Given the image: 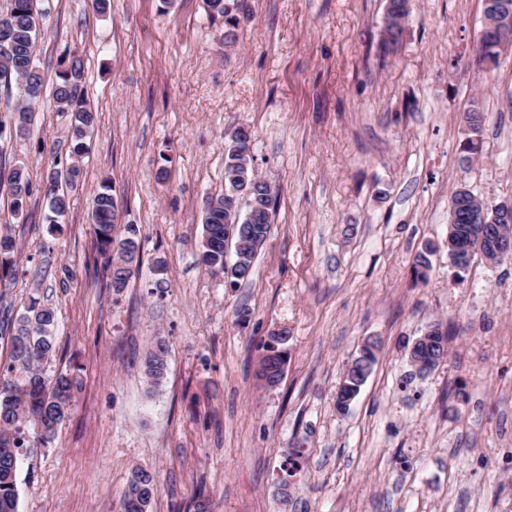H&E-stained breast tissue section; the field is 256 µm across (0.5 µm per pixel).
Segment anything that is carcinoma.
<instances>
[{
	"mask_svg": "<svg viewBox=\"0 0 512 512\" xmlns=\"http://www.w3.org/2000/svg\"><path fill=\"white\" fill-rule=\"evenodd\" d=\"M205 10L212 18L224 19V38L230 43L237 38L240 21L252 10L251 0H204ZM408 0H390L387 11L385 43L396 45L403 32L402 20L407 14ZM4 16L9 18L7 51L0 52V84H11L23 92L24 105L5 121L0 118V133L11 122L17 134L22 135L32 123V103L39 98L43 84L41 71L35 64V47L38 38L36 0H9ZM83 67L79 59L64 60L54 89V101L59 109L75 114L69 132L70 158L74 166L67 170L65 180L75 183L81 170L76 165L84 154L86 138L92 132L96 115L85 102L82 93ZM252 131L238 127L229 137L224 153V193L211 198L202 210L203 237L201 262L214 271L224 273L230 283L237 284L250 275L257 251L262 247L271 230V213L276 197L273 186L254 168L251 152ZM244 185L249 191L251 207L247 213L224 208V196ZM0 188L7 190L13 213L23 214L32 193L29 172L21 166H8L0 159ZM50 209L58 216L68 208V198L60 191L59 175L49 177L45 191ZM115 198L111 186L103 185L92 200L91 219L98 250L105 256L109 271L110 287L119 291L127 286L135 271L140 269L142 250L136 230L116 239L114 232ZM235 231L236 258L224 264V240L229 225ZM16 242L11 230L0 229V273L10 265ZM56 321L53 310L31 300L26 312L15 317L0 313V336L11 337L12 357L20 362L23 376L13 377L11 371L0 372V474L17 468L20 449L27 438L40 437L42 428L56 431L71 410L70 401L78 388L75 376L60 372L53 378L44 376L42 365L54 353ZM167 347L163 340H156L144 359V370L151 383L156 384L167 370ZM127 482H133L140 494L126 492L121 502V512H143V498L154 500L158 486L154 474L140 466L130 469ZM16 482L0 483V512H18Z\"/></svg>",
	"mask_w": 512,
	"mask_h": 512,
	"instance_id": "1",
	"label": "carcinoma"
}]
</instances>
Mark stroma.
I'll return each instance as SVG.
<instances>
[{"label": "stroma", "instance_id": "35a3bbf8", "mask_svg": "<svg viewBox=\"0 0 512 512\" xmlns=\"http://www.w3.org/2000/svg\"><path fill=\"white\" fill-rule=\"evenodd\" d=\"M388 0H252L237 39L202 0H38L43 90L24 135L0 152L25 166L22 216L0 308L54 309L46 375L82 387L47 445L24 448L18 512H120L129 470L154 473L151 512H512V259L448 262L451 194L512 197V51L474 62L482 0H410L397 47ZM79 58L97 121L58 223L48 174L70 162V112L53 100L59 64ZM478 105L477 160H462L463 114ZM253 134L256 169L278 190L250 276L229 285L199 261L202 201L224 190V149ZM109 184L114 233L135 228L142 266L107 288L91 200ZM433 247L424 276L417 255ZM166 285L156 290L155 264ZM248 309L247 322L237 313ZM448 356L407 381L431 324ZM288 335L279 385L256 378L262 345ZM167 344L164 379L143 359ZM377 362L347 412L336 390L366 340ZM304 466L275 494L287 449Z\"/></svg>", "mask_w": 512, "mask_h": 512}]
</instances>
